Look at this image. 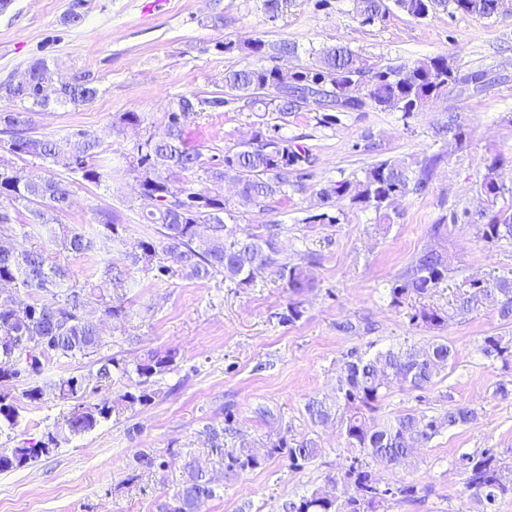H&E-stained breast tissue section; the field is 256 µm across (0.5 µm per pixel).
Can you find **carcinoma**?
Returning a JSON list of instances; mask_svg holds the SVG:
<instances>
[{"label":"carcinoma","mask_w":512,"mask_h":512,"mask_svg":"<svg viewBox=\"0 0 512 512\" xmlns=\"http://www.w3.org/2000/svg\"><path fill=\"white\" fill-rule=\"evenodd\" d=\"M512 0H393L394 6L415 19L437 12L451 11L477 20L500 16L503 5ZM360 24L371 26L386 19L390 7L386 0H356ZM226 52L243 49L261 59H280L295 53L286 40L268 43L255 39L241 47L228 41ZM48 70L45 60L37 59L28 68L24 84L0 82V98L22 105L20 112H0V136L4 137L0 155V292L17 296L33 295V302L0 297V437H11L19 428L23 406L19 398L32 403L48 392L67 404L63 422L47 427L37 440L22 439L14 444L19 455L14 460L0 457V473L32 466L71 438L92 432L112 419L115 412L133 411L150 402L159 390V377L174 365L177 352L148 349L131 360L117 359L103 351L111 342L103 336L101 323L112 322L121 329L129 316L127 298L131 271L153 272L163 277L177 270L185 278L204 282L217 276L244 290L253 285L255 273L269 269L288 291L289 302L282 320L294 323L302 317L295 298L311 288L306 267L280 258L278 247L283 227L280 224H250L245 229L226 223L231 214L224 197V184L237 189L238 204L261 207L266 201L285 199L290 192L305 190L308 167L313 159L296 139L280 134L288 116L303 110L317 111L318 123L334 124L338 112H358L372 108L385 112L396 109L406 115L419 111L426 103L448 94V85H463L481 93L488 84L483 71L464 73L446 55L417 60L411 64L370 66L346 46L321 50L317 63L293 72L289 80L278 67L247 66L224 71L220 85L207 92L180 97L166 113L162 133L139 139L128 157L124 171L105 172L97 163L99 140L77 130L61 138L40 135L35 115L51 106L86 104L98 95V78L81 72L72 81L54 85L43 80ZM244 103L259 112L253 138L235 148L204 156L186 141V124L199 108H221ZM23 156L42 158L54 166L78 174L98 186L103 179L119 181L131 176L139 185L141 218L148 229L137 249L105 268L100 281H70L68 269L47 261L44 251L27 245L41 229L56 223L57 214L71 204V183L56 177H16L14 159ZM432 158L420 167L404 161L384 160L370 165L351 180L322 187L317 196L326 204L336 197H347L352 204L372 210L389 221L391 204L409 194L429 190ZM500 159L484 165L480 190L491 204L507 188L498 173ZM190 176L211 184L205 203H195L196 192L181 177ZM22 205L28 221L17 222ZM101 234L121 239L126 230L120 213L114 209L98 211ZM476 237L488 246L512 242V211L490 210L479 214ZM431 236L439 245L421 252L390 284V303L408 307V320L415 328L436 333L429 341L397 349L379 351L372 356L350 350L344 354L336 395L331 400L312 398L305 406L310 422L339 425L348 448L359 454L336 475L327 479L332 488H315L295 500L282 504V512H388L390 505L413 500L416 486L382 481L371 464L388 468L412 462L416 449L428 446L446 429L475 421L477 411L449 403L436 415L416 409L386 423L375 421L385 391L400 384L412 391H423L455 360V351L438 336L472 313L489 309L505 324L512 323V279L482 280L479 286L459 285L454 300L447 306L428 302L438 285L448 278V251L440 245L448 235V225L433 224ZM59 251L90 256L96 252L97 237L77 228L59 225L55 239ZM100 313L90 316L88 308ZM480 352L489 360L508 365L512 360V336L492 333L481 338ZM55 359L70 364L83 359L96 367L89 375L68 373L47 384H40L44 363ZM22 386L21 396L15 387ZM116 386L124 391L114 395ZM211 448L224 455V474L234 476L260 467L266 459L285 455L291 466L301 468L321 454V445L307 435L297 439L290 433L267 436L262 447L241 439L238 446L224 452V431L206 430ZM466 476L465 487L481 507L493 512L499 497L512 493V466L497 453L483 449L460 458ZM216 497V479L205 471L187 465V477L178 490L157 504V512H202Z\"/></svg>","instance_id":"1"}]
</instances>
